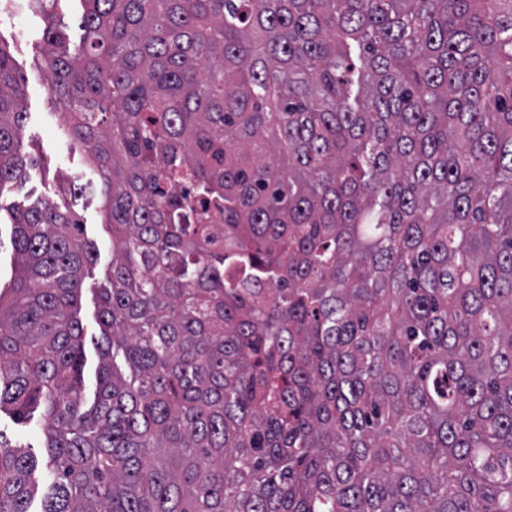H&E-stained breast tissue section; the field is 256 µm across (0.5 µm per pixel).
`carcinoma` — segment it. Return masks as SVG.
<instances>
[{
	"instance_id": "cac0c4a2",
	"label": "carcinoma",
	"mask_w": 512,
	"mask_h": 512,
	"mask_svg": "<svg viewBox=\"0 0 512 512\" xmlns=\"http://www.w3.org/2000/svg\"><path fill=\"white\" fill-rule=\"evenodd\" d=\"M30 2L112 287L89 400L97 244L12 214L0 512H512V0H81L73 53ZM0 431L4 433L12 442V444H30L34 448L32 451L40 453L43 448L42 442V421L40 418H34L27 425H18L10 419V417L1 414Z\"/></svg>"
}]
</instances>
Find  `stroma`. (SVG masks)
<instances>
[{
  "label": "stroma",
  "mask_w": 512,
  "mask_h": 512,
  "mask_svg": "<svg viewBox=\"0 0 512 512\" xmlns=\"http://www.w3.org/2000/svg\"><path fill=\"white\" fill-rule=\"evenodd\" d=\"M44 22L28 0H0V40L7 43L17 71L24 78L25 151L44 158L29 178L0 188V206L27 207L50 198L60 208L78 213L87 237L99 250L92 274L83 284L79 318L87 336L99 335L96 290L103 287L112 264V237L106 228L105 200L97 174L79 148L65 135L62 108L49 90L50 73L40 56Z\"/></svg>",
  "instance_id": "obj_1"
}]
</instances>
